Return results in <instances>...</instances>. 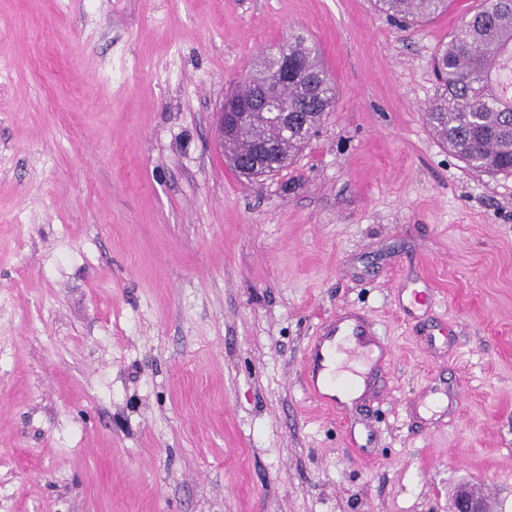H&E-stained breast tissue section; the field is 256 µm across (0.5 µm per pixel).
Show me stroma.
I'll return each mask as SVG.
<instances>
[{
  "instance_id": "obj_1",
  "label": "stroma",
  "mask_w": 512,
  "mask_h": 512,
  "mask_svg": "<svg viewBox=\"0 0 512 512\" xmlns=\"http://www.w3.org/2000/svg\"><path fill=\"white\" fill-rule=\"evenodd\" d=\"M479 6L0 0V512H512V174L424 119ZM293 31L338 100L248 179L215 117ZM342 309L392 355L348 425L302 372ZM454 0H375L379 13L406 25H418L448 11Z\"/></svg>"
}]
</instances>
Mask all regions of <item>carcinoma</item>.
Here are the masks:
<instances>
[{"label": "carcinoma", "instance_id": "cac0c4a2", "mask_svg": "<svg viewBox=\"0 0 512 512\" xmlns=\"http://www.w3.org/2000/svg\"><path fill=\"white\" fill-rule=\"evenodd\" d=\"M452 2L374 0L378 12L411 26L447 12ZM285 44L305 69L279 91L277 100L290 117L302 111L307 127L297 124L285 133L274 118L244 121L235 142V151L244 160L252 157L257 143H273L281 169L333 111L337 98L336 82L317 48L296 31ZM278 52L275 48L264 53L255 78L274 79ZM505 63L512 65V0H482L480 8L438 45L433 57L438 90L425 121L469 168L487 174L512 173V94L503 93L499 81Z\"/></svg>", "mask_w": 512, "mask_h": 512}]
</instances>
